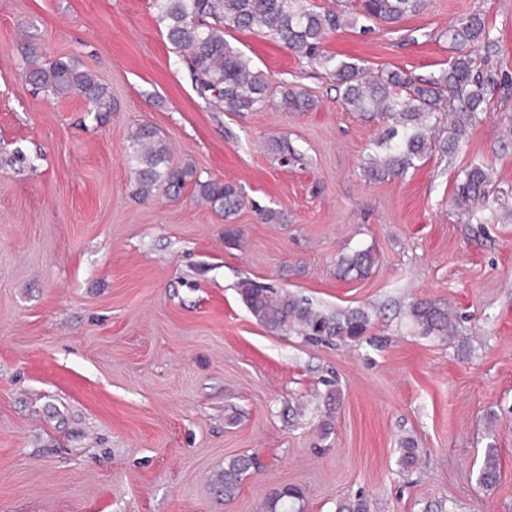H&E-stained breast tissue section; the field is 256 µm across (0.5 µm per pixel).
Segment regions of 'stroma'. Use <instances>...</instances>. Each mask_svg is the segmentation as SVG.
I'll return each mask as SVG.
<instances>
[{"instance_id": "1", "label": "stroma", "mask_w": 512, "mask_h": 512, "mask_svg": "<svg viewBox=\"0 0 512 512\" xmlns=\"http://www.w3.org/2000/svg\"><path fill=\"white\" fill-rule=\"evenodd\" d=\"M472 12L497 39L491 66L512 77V0H425L395 25L342 26L321 49L426 78ZM224 37L312 106L216 109L150 0H0V154L31 161L0 164V512H264L285 486L303 489L306 512L359 497L368 512H512V90L490 92L455 152L371 180L361 164L382 120L346 111L329 71L265 31ZM32 39L109 88L106 122L82 96L25 82ZM141 123L173 162L253 207L224 220L190 185L132 197ZM279 141L295 160H279ZM469 166L490 185L464 203L456 176ZM361 249L377 257L369 275L341 276ZM245 280L365 312L368 332L316 343L271 331L247 309ZM417 300L457 312L458 335L420 334ZM491 443L500 475L487 490L476 475ZM242 455L258 463L228 502L217 479Z\"/></svg>"}]
</instances>
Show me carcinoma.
<instances>
[{
	"mask_svg": "<svg viewBox=\"0 0 512 512\" xmlns=\"http://www.w3.org/2000/svg\"><path fill=\"white\" fill-rule=\"evenodd\" d=\"M300 0H152L159 19L165 23L167 38L179 63L195 76L200 93L210 97L226 112H256L274 100L267 77L254 70L251 60L224 39V28L258 27L284 43L300 57L329 70L344 109L388 122L376 141L378 151L362 163L365 174L380 180L405 174L435 150L455 148L467 128L488 111V93L509 82V77L476 64L471 50L491 54L496 39L484 18L473 13L448 28V38L463 53L448 67L428 78H412L398 70L372 72L359 61L337 60L322 53L327 34L361 15L379 23L396 24L419 13L424 0H358L353 13L346 10L318 12L299 5ZM22 75L39 92L55 97L78 94L102 115L112 112V96L89 71L73 58L42 61L37 42L22 52ZM127 160L133 170L132 195L147 200L158 194L175 196L190 181L201 197L229 220L245 206V196L231 184L195 177L189 164L172 163L168 142L159 130L140 124L129 135ZM458 196L463 200L486 197L487 175L479 167L461 171ZM376 255L359 250L340 260L343 272L369 273ZM241 294L251 315L272 331L300 328L312 340L336 337L358 341L369 325L361 311L326 314L308 299L285 293L272 295L270 288L250 280L241 282ZM410 315L426 335L450 338L457 333L458 315L435 301L410 306ZM254 467L253 458L232 459L219 476L224 500L235 499L242 481ZM499 454L494 445L485 450L477 481L485 488L496 485ZM265 512H305V495L297 487L272 491L265 500Z\"/></svg>",
	"mask_w": 512,
	"mask_h": 512,
	"instance_id": "obj_1",
	"label": "carcinoma"
}]
</instances>
